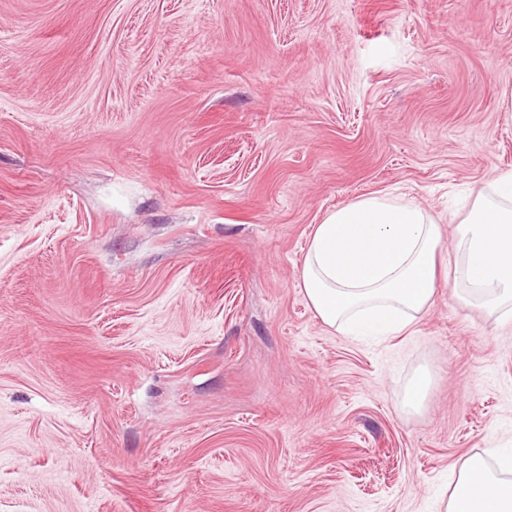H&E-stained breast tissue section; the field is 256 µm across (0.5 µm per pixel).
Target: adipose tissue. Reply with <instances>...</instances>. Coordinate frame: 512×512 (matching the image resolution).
Instances as JSON below:
<instances>
[{"label":"adipose tissue","instance_id":"1","mask_svg":"<svg viewBox=\"0 0 512 512\" xmlns=\"http://www.w3.org/2000/svg\"><path fill=\"white\" fill-rule=\"evenodd\" d=\"M441 228L416 203L371 194L326 213L311 234L298 278L329 327L391 336L432 302ZM448 285L464 303L512 319V173L474 192L458 226ZM512 460L491 468L481 455L461 465L441 512H512Z\"/></svg>","mask_w":512,"mask_h":512}]
</instances>
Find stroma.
<instances>
[{"label": "stroma", "mask_w": 512, "mask_h": 512, "mask_svg": "<svg viewBox=\"0 0 512 512\" xmlns=\"http://www.w3.org/2000/svg\"><path fill=\"white\" fill-rule=\"evenodd\" d=\"M507 87L512 0H0V512H439L511 452L512 320L298 280L373 193L452 262Z\"/></svg>", "instance_id": "1"}]
</instances>
